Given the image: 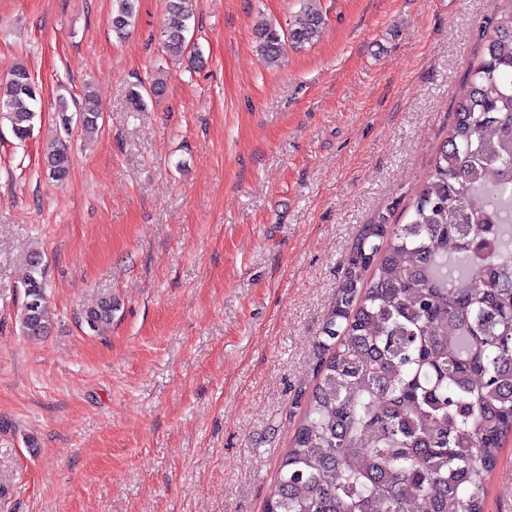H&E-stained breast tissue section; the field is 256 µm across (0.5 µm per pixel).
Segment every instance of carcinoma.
<instances>
[{
    "mask_svg": "<svg viewBox=\"0 0 512 512\" xmlns=\"http://www.w3.org/2000/svg\"><path fill=\"white\" fill-rule=\"evenodd\" d=\"M195 0H166L162 44L171 57L195 48ZM137 0H115L112 31L125 35ZM493 33L470 69L445 144L404 224H366L345 259L324 327L333 343L283 453L266 512H484L490 473L512 434V0H493ZM313 8L284 32L262 22L257 49L276 62L288 45L318 40ZM167 76L138 84L136 108ZM41 96L28 69L0 81V121L21 142L33 133ZM64 134L99 132L90 93L69 112ZM48 177L66 179L71 157L50 147ZM20 328L46 336L51 323L40 257L29 259ZM112 295L82 311L100 334Z\"/></svg>",
    "mask_w": 512,
    "mask_h": 512,
    "instance_id": "cac0c4a2",
    "label": "carcinoma"
}]
</instances>
